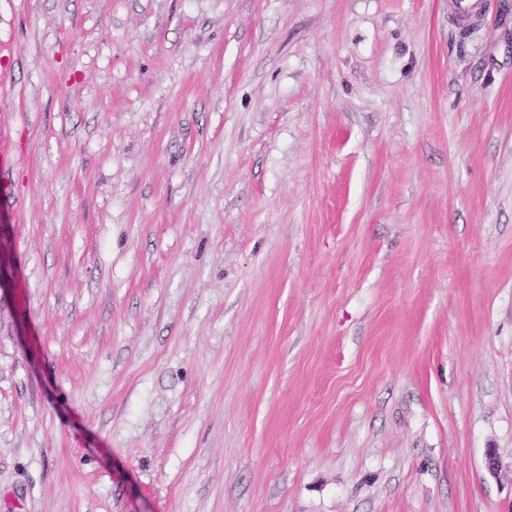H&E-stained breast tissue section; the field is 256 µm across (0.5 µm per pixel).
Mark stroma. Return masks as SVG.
<instances>
[{
	"label": "stroma",
	"instance_id": "stroma-1",
	"mask_svg": "<svg viewBox=\"0 0 512 512\" xmlns=\"http://www.w3.org/2000/svg\"><path fill=\"white\" fill-rule=\"evenodd\" d=\"M454 2L0 0V512H512V0Z\"/></svg>",
	"mask_w": 512,
	"mask_h": 512
}]
</instances>
